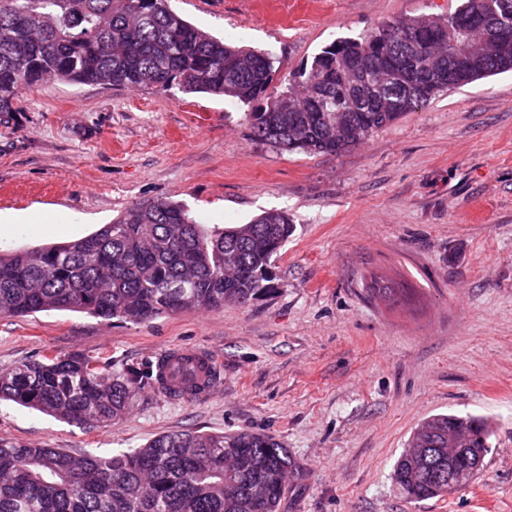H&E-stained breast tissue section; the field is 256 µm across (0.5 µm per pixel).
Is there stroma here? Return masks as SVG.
Masks as SVG:
<instances>
[{
  "label": "stroma",
  "mask_w": 512,
  "mask_h": 512,
  "mask_svg": "<svg viewBox=\"0 0 512 512\" xmlns=\"http://www.w3.org/2000/svg\"><path fill=\"white\" fill-rule=\"evenodd\" d=\"M211 35L271 52L279 95L339 37L457 0H170ZM0 123V249L89 235L144 200L184 203L206 227L271 210L294 232L278 288L246 306L147 322L83 313L0 317V371L81 352L112 372L179 345L210 351L214 392L139 393L89 426L0 401V441L109 456L164 433L253 431L307 470L284 512H512V73L441 92L339 155L255 139L254 105L54 81ZM406 289L370 298L371 276ZM440 413L494 429L463 489L412 502L393 481L414 429Z\"/></svg>",
  "instance_id": "1"
}]
</instances>
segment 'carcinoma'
<instances>
[{
  "label": "carcinoma",
  "mask_w": 512,
  "mask_h": 512,
  "mask_svg": "<svg viewBox=\"0 0 512 512\" xmlns=\"http://www.w3.org/2000/svg\"><path fill=\"white\" fill-rule=\"evenodd\" d=\"M475 15L512 25V0H462L443 17L399 18L323 47L284 91L253 113L255 137L278 150L340 154L368 140L436 94L512 71V39L459 56V26ZM442 39L457 56L451 74L421 87L401 77L379 91L391 107L359 105L345 69L412 55ZM273 58L219 40L174 11L168 0H0V118L22 91L52 80L123 85L149 93L173 88L250 104L267 97ZM294 231L288 214L267 211L246 224L206 229L181 203H135L110 224L75 241L0 251V316L71 311L102 320L145 322L192 309L246 305L276 291L274 257ZM370 297L402 290L374 280ZM163 389L157 363L112 373L90 356L43 355L0 372V400L79 424L109 425L135 394ZM493 434L475 416L438 414L413 434L394 480L413 501L466 487L483 466ZM466 448L448 456V436ZM302 466L273 437L249 431H181L131 452L76 458L60 448L0 442V512H281L288 475ZM453 488H448V480Z\"/></svg>",
  "instance_id": "obj_1"
}]
</instances>
